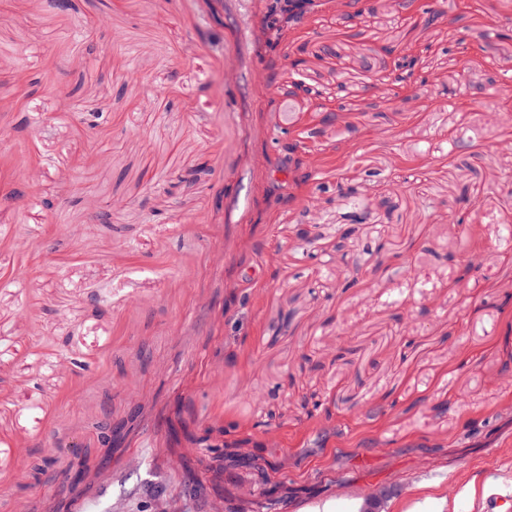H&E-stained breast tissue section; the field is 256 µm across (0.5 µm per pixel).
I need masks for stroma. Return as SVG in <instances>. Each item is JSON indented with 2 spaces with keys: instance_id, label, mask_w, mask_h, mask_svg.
<instances>
[{
  "instance_id": "1",
  "label": "stroma",
  "mask_w": 512,
  "mask_h": 512,
  "mask_svg": "<svg viewBox=\"0 0 512 512\" xmlns=\"http://www.w3.org/2000/svg\"><path fill=\"white\" fill-rule=\"evenodd\" d=\"M70 2L0 0V512H205L177 420L207 484L263 432L221 484L287 485L278 512L512 494V0H316L273 30L271 0Z\"/></svg>"
}]
</instances>
